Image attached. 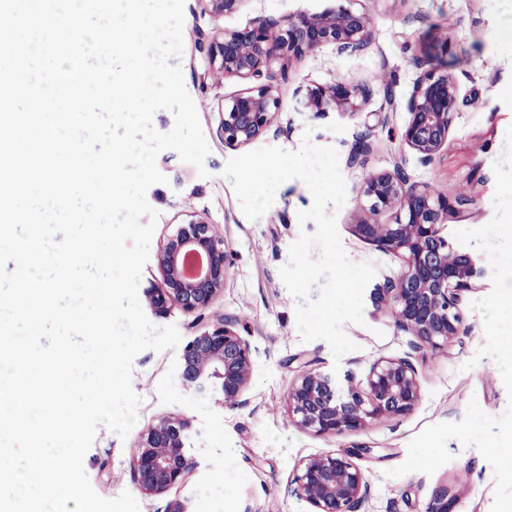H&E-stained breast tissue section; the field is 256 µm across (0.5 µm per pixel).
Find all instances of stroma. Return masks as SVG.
I'll list each match as a JSON object with an SVG mask.
<instances>
[{
	"label": "stroma",
	"instance_id": "stroma-1",
	"mask_svg": "<svg viewBox=\"0 0 512 512\" xmlns=\"http://www.w3.org/2000/svg\"><path fill=\"white\" fill-rule=\"evenodd\" d=\"M332 4L333 0H243L236 12L218 18L205 11L200 0H185L184 47L178 64L210 149L205 160L208 175L200 177L175 151L158 155L157 167L167 181L151 186L146 194L158 213L150 249L158 251L182 221L201 218L228 239L233 264L223 295L209 308L190 316L174 309L151 315L150 320L158 327L176 326L185 342L231 321L250 345L254 371L243 405L230 408L218 391L195 394L184 389L178 376L179 349L140 352L132 364V386L140 399L135 426L123 439L98 426L84 456V470L103 498L130 492L140 512H166L169 501L177 497L186 501L189 512H309L296 493L300 462L358 448L362 454L355 462L367 484L359 512H426L436 490L445 485L457 496L452 512H491L494 470L475 447L457 440L447 444L451 461L433 474H389L405 461L414 436L437 423L461 421L470 401H477L491 417L504 413L507 392L495 360L479 354L486 338L482 315L474 307L491 292V276H483L476 290L464 293V324L451 346L433 349L420 344L398 330L391 315L367 295L362 323L343 326L355 350L334 358L326 341H303L295 321L297 300L279 273L300 233L316 229L314 223L298 221L299 211L312 205L310 190L296 179L283 183L272 206L251 221L243 215L224 174L234 153L225 148L221 136L220 106L225 95L243 84L211 75L209 41L223 30L318 12ZM360 7L371 18L369 47L350 55L328 45L294 61L286 74L275 75L284 131L260 138L258 144L295 151L308 140L335 147L346 182V200L336 212L341 243L351 261L374 265L376 273L369 283L374 289L399 273L402 260L354 235L358 192L369 174L389 169L399 152L397 130L407 118L406 102L421 73L416 59L423 52L435 55L443 39L448 54L437 58L435 65L458 82L459 114L447 152L426 166L408 159L406 173L411 184L429 185L453 202L445 237H453L459 229L482 227L495 215L493 163L501 156L506 130L512 126V0H361ZM334 79L368 87L358 114L343 118L332 112L317 117L295 111L298 89ZM389 95L397 110L384 127L378 113ZM364 136L372 151L363 163L346 165L352 146ZM381 356L408 359L418 371L422 397L408 417L334 436L301 429L289 415L286 396L302 362L311 360L360 377ZM165 416L190 421L188 446L196 466L182 486L148 497L137 486L131 460L139 434Z\"/></svg>",
	"mask_w": 512,
	"mask_h": 512
}]
</instances>
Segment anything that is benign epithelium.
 I'll list each match as a JSON object with an SVG mask.
<instances>
[{
	"label": "benign epithelium",
	"mask_w": 512,
	"mask_h": 512,
	"mask_svg": "<svg viewBox=\"0 0 512 512\" xmlns=\"http://www.w3.org/2000/svg\"><path fill=\"white\" fill-rule=\"evenodd\" d=\"M244 0H204L215 17L237 11ZM356 0L321 12H303L280 21L262 20L239 30L222 31L208 44L213 71L248 84L224 97L221 132L224 147L244 148L282 131V100L270 83L274 65L286 73L289 64L333 45L340 53H357L372 41L367 12ZM368 88L333 80L306 89L300 111L323 116L350 115L359 110ZM407 120L398 130L402 147L422 164L448 148L459 110L455 77L434 68L414 82L406 103ZM406 155L393 156L391 169L368 175L359 194L366 201L353 224L355 235L403 260L401 271L375 289V301L393 314L395 326L433 349L449 346L459 336L462 293L482 277V258L460 251L442 234L452 209L448 197L430 186L408 184ZM232 250L215 225L203 219L182 222L155 256L161 280L144 290L150 309L165 315L172 308L186 315L211 306L224 292L232 265ZM254 363L249 343L226 322L190 340L182 350L179 376L191 392L218 389L224 405L237 407L250 383ZM421 399V382L405 358L380 357L364 378L349 372L324 371L305 363L288 389V409L296 423L320 435L344 436L376 422L411 414ZM191 423L166 416L143 431L132 459L139 490L146 495L165 492L184 482L196 462L186 443ZM343 455L306 458L297 476V494L310 512H356L366 487L362 469ZM448 487L435 494L428 512H448Z\"/></svg>",
	"instance_id": "7a95c632"
}]
</instances>
